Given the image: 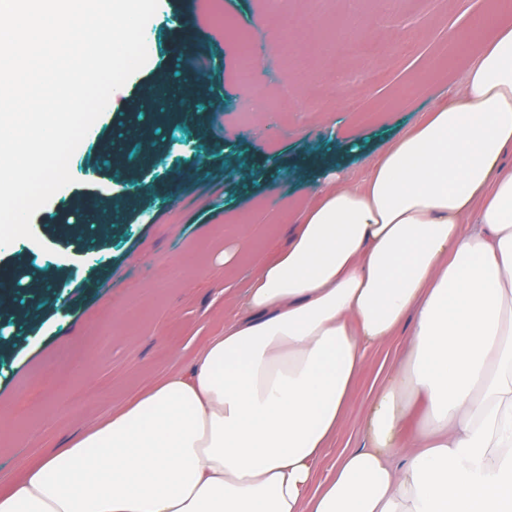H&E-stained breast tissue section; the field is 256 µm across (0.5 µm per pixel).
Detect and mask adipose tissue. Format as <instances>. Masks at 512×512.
<instances>
[{"label": "adipose tissue", "instance_id": "ef3b65f1", "mask_svg": "<svg viewBox=\"0 0 512 512\" xmlns=\"http://www.w3.org/2000/svg\"><path fill=\"white\" fill-rule=\"evenodd\" d=\"M359 180L325 169L244 317L31 469L0 512H512V0ZM369 443L319 475L369 350L399 328Z\"/></svg>", "mask_w": 512, "mask_h": 512}]
</instances>
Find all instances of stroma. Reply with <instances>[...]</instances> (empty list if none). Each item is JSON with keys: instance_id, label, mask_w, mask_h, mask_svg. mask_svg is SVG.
<instances>
[{"instance_id": "obj_1", "label": "stroma", "mask_w": 512, "mask_h": 512, "mask_svg": "<svg viewBox=\"0 0 512 512\" xmlns=\"http://www.w3.org/2000/svg\"><path fill=\"white\" fill-rule=\"evenodd\" d=\"M178 0H159L148 22V60L112 96L104 113L74 152L73 184L59 190L33 217L35 240L19 239L0 251V269L31 261L39 275L68 266L60 295L46 296L36 315L25 304L0 313V494L19 486L28 471L90 427L111 418L134 396L167 374L189 370L206 340L224 322L243 316L238 301L250 282L276 260L296 232L283 213L291 198L310 194L321 172L314 159L360 178L385 142L411 128L434 105L450 98L469 64L453 58L455 32L467 30L491 0H415L392 8L390 0H356L368 23L348 26L342 0H282L271 12L266 0H194L204 27L213 28L202 52L218 50L214 76L224 107L208 96L197 103L199 123L212 138L201 143L187 121L151 118L156 151L128 170L97 157L141 88L171 64V25ZM236 27L221 30V15ZM279 43L266 62L263 82L251 83L255 26ZM313 29L317 40L300 45L287 26ZM399 32L397 42L384 32ZM337 50L346 73L347 97L316 79L313 70L286 75L284 58L303 53L316 60ZM447 67L428 88L415 75L437 61ZM290 89L289 105L280 94ZM274 112L276 135L255 125L253 103ZM365 117L358 149L336 148L333 130ZM108 193L135 199L122 222L85 226L59 236V219L80 200ZM248 216L251 251L241 254L224 229L228 211ZM42 248H35V241ZM406 331L368 353L345 424L324 456L330 467L344 448L366 443L365 423L381 381L405 360Z\"/></svg>"}]
</instances>
